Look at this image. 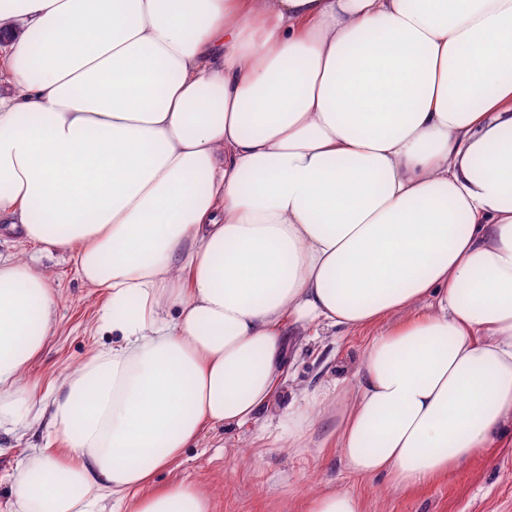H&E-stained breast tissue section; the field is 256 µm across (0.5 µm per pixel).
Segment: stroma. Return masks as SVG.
I'll list each match as a JSON object with an SVG mask.
<instances>
[{"label":"stroma","instance_id":"35a3bbf8","mask_svg":"<svg viewBox=\"0 0 512 512\" xmlns=\"http://www.w3.org/2000/svg\"><path fill=\"white\" fill-rule=\"evenodd\" d=\"M12 248L36 256L60 296L55 332L32 370L48 390L96 347L111 344V336L99 331L104 299L79 279L70 254L40 251L0 223V249ZM365 344L361 333L345 336L323 330L315 336L289 328L280 395L242 429H205L179 461L155 474V486L195 482L211 495L213 512H301L307 493L336 489L359 495L365 512H512V432L448 476L409 489L391 487L380 476L349 474L339 449L325 442L336 424L332 406L308 448L294 452L271 445L268 435L277 431L292 394L313 392L339 378L356 381ZM44 442L40 431L20 439L0 432V512H9L17 465Z\"/></svg>","mask_w":512,"mask_h":512}]
</instances>
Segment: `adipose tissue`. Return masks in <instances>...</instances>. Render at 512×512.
<instances>
[{
  "label": "adipose tissue",
  "mask_w": 512,
  "mask_h": 512,
  "mask_svg": "<svg viewBox=\"0 0 512 512\" xmlns=\"http://www.w3.org/2000/svg\"><path fill=\"white\" fill-rule=\"evenodd\" d=\"M0 77V220L113 335L38 399L59 295L0 252V427L48 426L11 512H212L153 476L272 402L289 323L372 331L291 449L331 401L411 488L512 425V0H0Z\"/></svg>",
  "instance_id": "adipose-tissue-1"
}]
</instances>
